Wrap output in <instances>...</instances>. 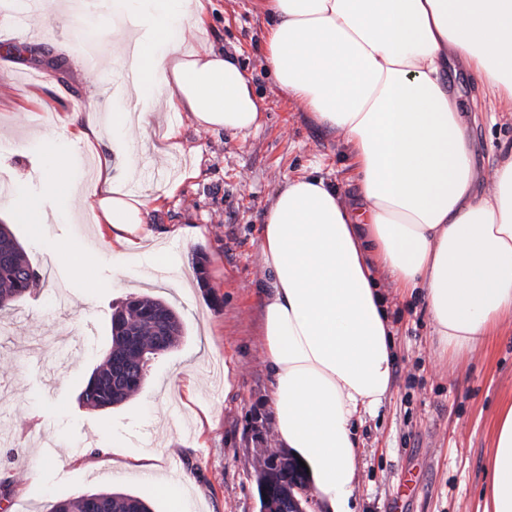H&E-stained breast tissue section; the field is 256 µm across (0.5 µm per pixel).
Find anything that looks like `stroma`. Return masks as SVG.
<instances>
[{
    "label": "stroma",
    "instance_id": "35a3bbf8",
    "mask_svg": "<svg viewBox=\"0 0 512 512\" xmlns=\"http://www.w3.org/2000/svg\"><path fill=\"white\" fill-rule=\"evenodd\" d=\"M62 2L45 0L51 41L39 40V24L21 25L18 12L0 21V38L14 42L0 53V135L20 142L39 133L58 136L55 113L91 96L105 99L123 82L113 58L127 35L113 31L109 0H95L82 15L65 11ZM213 6L207 35L187 41L212 42L238 59L262 99L265 125L243 139L189 127L183 150L165 154L150 130L135 128L116 154L118 175L136 163L130 187L145 194L199 163V176L151 218L158 233L170 224L192 230L167 245L179 280L153 281L152 256L113 257L87 213L11 227L43 275L32 294L0 313V479L10 482L0 493V512H50L58 500L100 490L147 497L152 512H172L175 499L187 512L260 510L257 459L277 441L266 401L259 290L267 279L259 229L286 178L318 173L351 201L357 187L336 135L289 103L263 66L267 20L253 0H213ZM71 33L97 55V69L73 67ZM447 80L461 110L477 113L468 134L476 187L487 188L499 153L512 147V120L490 117L481 83L466 67L449 68ZM41 174L37 153L0 158V179L17 187L38 190ZM58 243L79 257L84 272L63 260L53 274L44 273ZM382 292L395 330L393 384L377 413L356 426V512H484L496 412L512 397V323L452 361L438 355L422 295L405 297L388 284ZM141 294L170 305L184 334L176 347L151 356L144 383L129 399L86 408L80 393L110 351L112 314ZM255 424L265 443L253 438ZM116 443L125 455L113 456ZM144 455L171 479L172 497L126 480ZM36 456L42 464L32 473L26 462Z\"/></svg>",
    "mask_w": 512,
    "mask_h": 512
}]
</instances>
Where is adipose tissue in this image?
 Returning <instances> with one entry per match:
<instances>
[{
  "label": "adipose tissue",
  "mask_w": 512,
  "mask_h": 512,
  "mask_svg": "<svg viewBox=\"0 0 512 512\" xmlns=\"http://www.w3.org/2000/svg\"><path fill=\"white\" fill-rule=\"evenodd\" d=\"M268 18L263 61L278 87L317 125L336 133L356 172L358 198L310 174L289 178L259 231L270 279L261 332L277 441L304 461L318 501L353 512L358 479L355 425L392 389L393 328L375 282L422 291L441 352L470 353L512 315V148L475 188L467 126L444 81L457 62L478 74L491 102L512 109V0H255ZM134 18L130 97L159 94L172 120L153 126L162 147L182 149L184 125L247 137L264 125L245 70L211 46L185 47L205 32L212 0H112ZM151 126L147 111L74 103L57 115L59 140L22 143L39 152L37 193L18 192L10 223L73 220L90 211L112 254H138L152 237L184 171L158 193L131 192L101 147ZM94 162L93 193L74 195L73 152ZM484 512H512V398L497 411Z\"/></svg>",
  "instance_id": "obj_1"
}]
</instances>
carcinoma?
<instances>
[{
    "label": "carcinoma",
    "mask_w": 512,
    "mask_h": 512,
    "mask_svg": "<svg viewBox=\"0 0 512 512\" xmlns=\"http://www.w3.org/2000/svg\"><path fill=\"white\" fill-rule=\"evenodd\" d=\"M39 274L6 224H0V309L29 294ZM183 336L182 321L175 310L150 296L134 297L112 314V349L82 391L92 409L118 405L140 388L149 356L165 352ZM277 465L256 475L257 486L271 481L286 501L297 495L293 484L280 479V470L298 463L286 450L273 455ZM51 512H150L139 496L123 492H93L55 502Z\"/></svg>",
    "instance_id": "1"
}]
</instances>
